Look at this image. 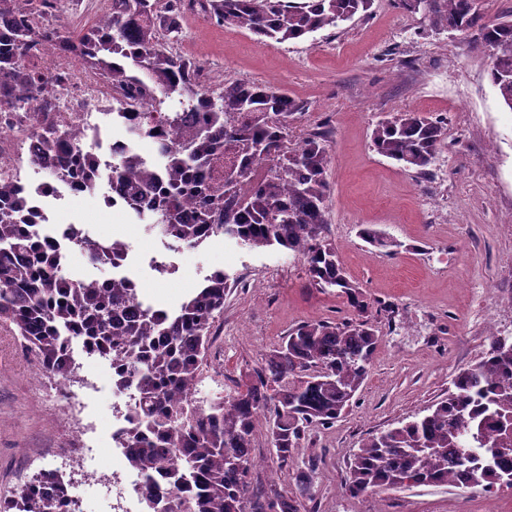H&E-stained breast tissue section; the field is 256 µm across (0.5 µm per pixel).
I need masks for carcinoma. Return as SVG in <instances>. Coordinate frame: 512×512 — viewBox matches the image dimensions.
Returning a JSON list of instances; mask_svg holds the SVG:
<instances>
[{"mask_svg":"<svg viewBox=\"0 0 512 512\" xmlns=\"http://www.w3.org/2000/svg\"><path fill=\"white\" fill-rule=\"evenodd\" d=\"M372 0H112L105 20L61 34L45 21L61 0H0V113L19 104L36 117L41 149L33 164L46 182L96 187L97 158L79 131L60 132L44 117L49 100L25 61L37 41L80 57L133 111L114 115L134 139H148L159 160L126 145L112 153L105 204L122 206L153 228L170 248L197 249L219 234L251 249L288 250L304 261L309 282L347 297L359 319L305 322L288 332L237 391L204 406L193 399L200 368L224 311L228 276L214 270L176 313L144 305L129 275L75 279L67 254L28 223L29 193L0 184V321L14 327L37 369L76 380L73 343L117 363L119 391L137 393L118 443L129 449L143 512H247L255 490L249 474L256 417L266 415L267 439L279 469L293 466L305 429L334 422L350 405L372 364L379 336L366 317L369 303L349 280L326 239L329 144L319 132L288 148V124L301 101L259 83H224L214 100L192 80L198 69L160 45V30L180 35L187 14L245 29L258 40L284 43L336 28L366 13ZM439 31L476 30L488 52V78L512 109V18L486 22L482 0H427L424 13ZM188 97L193 110H153L158 95ZM444 121L398 112L375 125L373 149L406 170L424 173L444 139ZM236 152L218 186L208 170ZM271 161L255 178L254 165ZM374 247L397 242L365 227ZM93 265H123L124 241L67 232ZM512 340L494 337L487 355L460 371L448 395L421 418L370 435L353 454L346 483L352 496L423 484L491 489L512 475ZM71 482L43 472L0 512H62ZM312 476L295 474V492L266 493L267 512H299Z\"/></svg>","mask_w":512,"mask_h":512,"instance_id":"carcinoma-1","label":"carcinoma"}]
</instances>
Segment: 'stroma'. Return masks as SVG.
Listing matches in <instances>:
<instances>
[{
  "label": "stroma",
  "mask_w": 512,
  "mask_h": 512,
  "mask_svg": "<svg viewBox=\"0 0 512 512\" xmlns=\"http://www.w3.org/2000/svg\"><path fill=\"white\" fill-rule=\"evenodd\" d=\"M186 55L218 80L259 82L305 106L289 145L327 132L331 162L326 237L351 281L370 304L380 342L368 377L350 408L328 428L309 427L297 456L313 473V496L300 512H512V488L492 491L426 484L349 496L354 453L370 434L423 415L448 394L455 374L512 338V110L487 76L488 57L474 33L438 31L398 0H373L367 13L301 41L261 42L250 32L187 17ZM447 119L446 137L427 174L399 168L375 153L370 133L396 112ZM106 186L89 196L49 200L56 224H82L93 237L130 246L125 263L142 302L173 309L208 271L232 278L216 329L226 331L218 364H204L225 393L259 370L267 352L305 321L341 323L355 312L335 290L310 284L301 258L276 250H245L216 237L197 250H168L125 208L107 207ZM397 240L391 255L360 235L364 227ZM165 258L161 274L150 257ZM89 364L103 387L86 415L71 421L52 404L46 385L9 324L0 323V498L27 461L75 441L77 426L94 421L93 465L75 460L66 477L108 482L127 471L110 439L117 393L106 359ZM256 421L254 487L292 489Z\"/></svg>",
  "instance_id": "1"
}]
</instances>
